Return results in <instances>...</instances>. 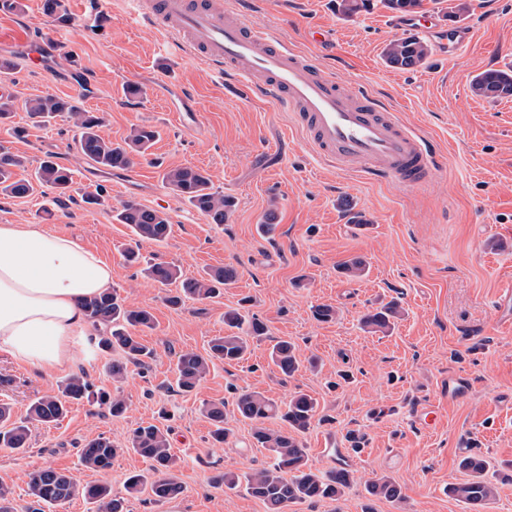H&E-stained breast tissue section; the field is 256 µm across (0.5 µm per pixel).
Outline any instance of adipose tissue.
<instances>
[{
	"label": "adipose tissue",
	"mask_w": 512,
	"mask_h": 512,
	"mask_svg": "<svg viewBox=\"0 0 512 512\" xmlns=\"http://www.w3.org/2000/svg\"><path fill=\"white\" fill-rule=\"evenodd\" d=\"M111 283V264L77 239L0 224V354L37 373L87 360L94 342L82 303Z\"/></svg>",
	"instance_id": "obj_1"
}]
</instances>
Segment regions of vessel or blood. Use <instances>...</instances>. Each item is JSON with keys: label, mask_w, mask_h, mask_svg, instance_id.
Returning <instances> with one entry per match:
<instances>
[{"label": "vessel or blood", "mask_w": 512, "mask_h": 512, "mask_svg": "<svg viewBox=\"0 0 512 512\" xmlns=\"http://www.w3.org/2000/svg\"><path fill=\"white\" fill-rule=\"evenodd\" d=\"M138 15L163 28L181 52L236 82L239 95L272 101L290 112L294 126L319 158L342 169L414 187L428 181L435 147L366 89L346 87L310 54L245 23L223 0H139ZM402 30H425L441 52L456 55L467 29L397 19Z\"/></svg>", "instance_id": "1"}]
</instances>
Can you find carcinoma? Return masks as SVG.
<instances>
[{"label": "carcinoma", "instance_id": "cac0c4a2", "mask_svg": "<svg viewBox=\"0 0 512 512\" xmlns=\"http://www.w3.org/2000/svg\"><path fill=\"white\" fill-rule=\"evenodd\" d=\"M383 5L400 14H414L422 9L423 0H382ZM431 55L429 45L411 35L394 39L386 44L384 58L387 65L397 70H412L427 61ZM474 94L491 100L512 98V70L491 69L478 74L472 83ZM30 116L43 121L63 114L73 120L80 130L75 142L76 150L83 157L105 170H123L131 167L156 140L158 133L146 126L136 127L121 143L106 136L102 128L103 117L77 107L69 99L48 95L38 96L24 103ZM26 166V160L17 155L0 153V195L8 198H25L37 188L48 186L56 191L55 201L61 203L70 198L73 183L72 171L59 164L51 156L45 157L29 178H15L14 169ZM163 180L178 196L188 201L196 210L211 217L216 224L224 223L233 201L214 191L210 176L193 167H178L166 171ZM121 224L131 227L137 241L162 242L171 233V221L167 212L145 208L134 202H126L116 214ZM145 272L153 280L169 283L181 277L180 270L170 264L154 263ZM237 270L231 265L216 268L207 276L187 278L182 282L180 293L168 297L172 306L183 304L186 298L208 299L220 294L221 288L231 284ZM248 298L240 300L239 307L224 312V335L212 338L206 354L192 351L178 355L176 361L177 386L188 393L194 390L209 371L210 364L240 362L248 352V340L267 335L266 324L247 308ZM87 319L105 329L101 346L118 349L129 360L146 367L155 357L135 335L136 328L152 327L153 317L144 308L132 309L124 305L117 293L103 292L85 303ZM401 308L395 301L388 302L367 313L361 319L362 326L370 332L387 333L399 318ZM271 359L286 377L300 370L301 361L296 355V345L280 339L272 346ZM87 400L104 405L114 416L126 410V403L104 391L94 390V385L82 375L69 378L61 394L45 395L29 409L28 422L50 424L66 414L69 401ZM234 405L238 414L251 422V437L258 445L273 452L274 462L246 476L250 493L263 501L268 512H288V507L304 501L338 500L352 482V472L336 468L326 472H314L308 465L306 448L301 441L311 427L317 412V402L310 395L297 392L288 402L279 404L258 392L234 391ZM203 413L211 421V438L216 443L227 441L230 431L224 427V403H207ZM11 408L0 404V448L20 450L26 447L30 435L27 422L11 421ZM127 449L134 451L151 463L152 475L134 474L126 481L130 494L150 489L155 500L177 497L183 492L182 484L174 474L175 458L171 453L167 432L154 424L135 428ZM121 449L110 440L99 437L88 441L81 449V461L89 469L104 471L111 467ZM459 467L469 479L449 487L448 492L467 505L478 509L485 507L496 495L493 483L485 478L486 463L480 455L463 457ZM240 476L232 470L214 475L211 483L216 487L234 489ZM31 494L39 503L52 504L65 501L80 492L86 500L96 505L97 512H125L124 501L115 498L110 488L101 483L78 486L76 479L51 467H43L30 478ZM367 493L392 502L403 499L399 484L389 477H381L367 485Z\"/></svg>", "mask_w": 512, "mask_h": 512}]
</instances>
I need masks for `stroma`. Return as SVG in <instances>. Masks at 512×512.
Listing matches in <instances>:
<instances>
[{
    "instance_id": "35a3bbf8",
    "label": "stroma",
    "mask_w": 512,
    "mask_h": 512,
    "mask_svg": "<svg viewBox=\"0 0 512 512\" xmlns=\"http://www.w3.org/2000/svg\"><path fill=\"white\" fill-rule=\"evenodd\" d=\"M23 12L0 9V51L16 68L6 80L18 105L0 123V150L23 156L26 177L46 155L73 172V199L55 202L53 190L25 199L0 197V224H39L76 237L112 265V287L127 306L148 309L153 328L142 331L155 358L148 367L129 364L113 382L110 352L95 350L76 366L96 387L122 396L123 416L87 402L70 404L56 423L35 425L24 453L0 450V486L11 491L16 512H28L29 476L50 466L79 483L103 481L124 498L127 512H267L246 484L216 489L210 478L230 469L245 475L269 466L273 457L251 437V425L235 411L233 389L262 393L277 402L304 392L318 402L319 420L302 441L312 469L334 462L326 447H345L347 431L365 433L367 443L349 468L353 483L337 501L302 502L289 512H472L448 493L466 480L459 449L470 444L497 472V494L483 512H512V325L498 322L496 303L512 283V98L475 96L471 81L488 69L512 67V0H463L466 9L449 17L443 0L424 7L442 24L467 28L472 40L455 57L433 50L411 71L393 69L382 50L400 37L395 12L382 0L346 17L336 0H224L242 6L245 21L277 33L311 53L349 86L371 88L407 124L424 131L443 151L431 179L417 188L366 179L318 159L291 116L263 99H243L202 60L174 53L166 32L139 22L130 0H65L71 17L60 32L47 70L18 51L21 38L36 42L54 25L44 0H24ZM98 8L99 25L87 23ZM143 94L128 97L124 86ZM55 95L105 118L104 132L123 141L138 126L159 137L132 171H107L75 149L78 128L67 117L33 123L26 100ZM200 168L215 191L235 206L217 224L165 184V170ZM103 205L82 202L95 187ZM166 211L172 223L161 243L142 242V263L127 264L122 252L134 234L115 215L123 202ZM360 214L364 229L351 222ZM273 235L260 233L267 220ZM361 258L367 273L352 279L339 264ZM167 262L184 276L233 264L235 282L214 299L189 300L179 308L166 298L172 285L150 279L144 264ZM250 297L251 310L268 334L250 343L247 360L216 363L191 393L175 385L176 356L204 352L224 332V312ZM396 300L405 310L387 334L362 329L361 317ZM330 304L335 320L322 323L313 308ZM288 338L300 359L317 357L314 369L283 377L271 363L273 340ZM351 369V383L335 386L338 370ZM469 378L468 394L448 397L449 376ZM68 373L34 375L0 355V401L13 419L25 418L30 403L57 393ZM224 402L226 444L213 443L202 414L206 402ZM432 407L437 424L423 428L419 408ZM168 422L176 475L184 491L155 501L150 493L127 495L125 481L149 464L134 452L117 455L110 469L96 472L79 461L81 446L107 437L124 446L138 426ZM394 479L404 498L393 503L368 495L367 483Z\"/></svg>"
}]
</instances>
